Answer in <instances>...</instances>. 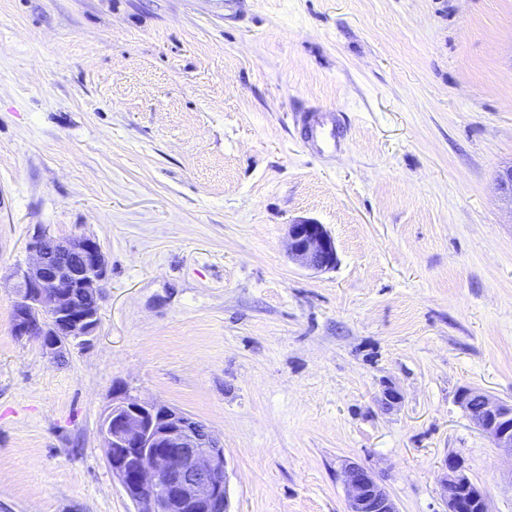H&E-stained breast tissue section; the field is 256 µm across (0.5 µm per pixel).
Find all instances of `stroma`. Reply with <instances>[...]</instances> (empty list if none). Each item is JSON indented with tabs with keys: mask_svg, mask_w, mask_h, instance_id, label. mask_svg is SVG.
Wrapping results in <instances>:
<instances>
[{
	"mask_svg": "<svg viewBox=\"0 0 512 512\" xmlns=\"http://www.w3.org/2000/svg\"><path fill=\"white\" fill-rule=\"evenodd\" d=\"M237 12L0 0V512H136L98 432L120 397L223 439L231 512H347V460L444 512L450 454L512 512V455L457 402L512 403V0ZM311 106L340 112V150L303 146ZM298 220L334 268L289 259ZM40 227L109 266L59 359L13 332ZM287 249L293 262L311 270L331 269L337 262L336 246L327 230L307 220L289 224Z\"/></svg>",
	"mask_w": 512,
	"mask_h": 512,
	"instance_id": "1",
	"label": "stroma"
}]
</instances>
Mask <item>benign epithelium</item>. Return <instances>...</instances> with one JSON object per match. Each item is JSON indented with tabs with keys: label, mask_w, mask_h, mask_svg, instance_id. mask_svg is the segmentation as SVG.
I'll return each mask as SVG.
<instances>
[{
	"label": "benign epithelium",
	"mask_w": 512,
	"mask_h": 512,
	"mask_svg": "<svg viewBox=\"0 0 512 512\" xmlns=\"http://www.w3.org/2000/svg\"><path fill=\"white\" fill-rule=\"evenodd\" d=\"M26 266L17 267L14 333L35 340L44 354L60 357L68 342L90 336L99 324L108 264L89 236L59 238L40 229L27 246ZM287 249L296 264L315 271L336 265L334 240L321 224L288 225ZM458 400L470 421L512 455V404L474 388ZM479 415L472 414V403ZM99 432L112 475L137 512H230L224 440L203 422L168 405L124 398L103 416ZM348 512H400L376 476L348 462L341 470ZM446 512H491L487 494L448 455L438 478Z\"/></svg>",
	"instance_id": "7a95c632"
}]
</instances>
